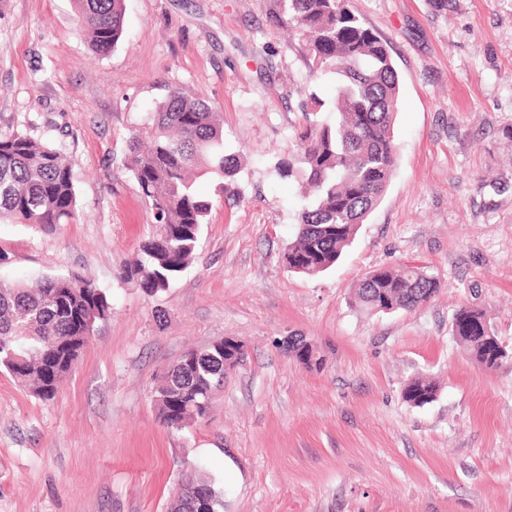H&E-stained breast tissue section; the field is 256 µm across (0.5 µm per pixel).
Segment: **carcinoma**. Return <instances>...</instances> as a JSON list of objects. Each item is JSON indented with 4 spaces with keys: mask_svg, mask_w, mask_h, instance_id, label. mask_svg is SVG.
<instances>
[{
    "mask_svg": "<svg viewBox=\"0 0 512 512\" xmlns=\"http://www.w3.org/2000/svg\"><path fill=\"white\" fill-rule=\"evenodd\" d=\"M80 30L91 48L105 55L123 30V0H75ZM282 23L304 36L317 73L334 77L330 98L314 89L302 103L305 126L296 150L278 159L282 178L306 183L309 193L296 217L295 240L283 259L307 276L332 268L353 243L361 224L385 194L398 158L393 127L400 104L399 77L387 45L364 27L348 0H283ZM332 112L331 122L320 119ZM125 166L154 212L156 233L138 258L121 267L123 279L148 295L167 290L190 265L208 223L211 200L195 188L191 171L205 169L218 188L239 172V157L224 149L218 112L180 88L169 91L149 126L128 141ZM70 159L50 142L19 131H0V223L52 227L77 214ZM439 290L436 278L420 267L377 269L358 284L355 306L369 315L414 310ZM111 304L92 282L54 276L35 289L0 282V367L41 399H51L61 378L82 352V337L94 333ZM452 335L475 360L499 366V341L481 310H455ZM288 355L304 365L311 353L304 337L288 341ZM224 340L200 352L194 370L175 364L157 385L161 423L179 431L200 416L196 400L224 381ZM435 384L415 377L404 387L406 402H432ZM185 482L200 489L203 512H222L223 494L197 472Z\"/></svg>",
    "mask_w": 512,
    "mask_h": 512,
    "instance_id": "carcinoma-1",
    "label": "carcinoma"
}]
</instances>
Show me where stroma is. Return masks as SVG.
Wrapping results in <instances>:
<instances>
[{"label":"stroma","instance_id":"obj_1","mask_svg":"<svg viewBox=\"0 0 512 512\" xmlns=\"http://www.w3.org/2000/svg\"><path fill=\"white\" fill-rule=\"evenodd\" d=\"M281 0H124L94 54L72 0H0V130L68 154L78 215L0 223V280L75 275L102 288L98 321L55 398L0 369V512H168L182 473L224 512H512V0H349L400 80L395 173L343 258L308 277L282 255L301 206L273 171L296 144L315 74ZM178 87L220 112L241 170L215 197L196 255L166 291L119 275L155 231L124 165L130 137ZM440 283L413 311L351 304L372 270ZM480 309L509 357L477 364L451 331ZM311 340L309 369L281 341ZM245 345L205 418L168 430L161 373L190 348ZM434 379V401L403 397ZM437 393L435 384L425 377H415L404 387L403 396L406 402L414 406H422L432 402ZM184 478L190 487L198 488L202 492L204 509L202 512H222L224 509L223 494L215 488L211 480L195 471L187 472L184 474Z\"/></svg>","mask_w":512,"mask_h":512}]
</instances>
